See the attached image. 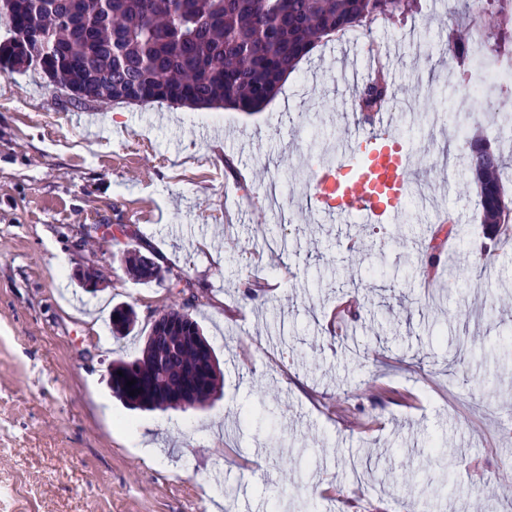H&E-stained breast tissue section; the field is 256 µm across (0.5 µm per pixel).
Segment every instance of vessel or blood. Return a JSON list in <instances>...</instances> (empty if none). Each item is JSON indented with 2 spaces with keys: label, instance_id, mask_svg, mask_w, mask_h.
I'll use <instances>...</instances> for the list:
<instances>
[{
  "label": "vessel or blood",
  "instance_id": "1",
  "mask_svg": "<svg viewBox=\"0 0 512 512\" xmlns=\"http://www.w3.org/2000/svg\"><path fill=\"white\" fill-rule=\"evenodd\" d=\"M397 115L392 109L370 113L361 144L342 142L337 159L311 176L310 201L329 221L356 216L372 224L397 217L392 205L414 187L408 153L393 144Z\"/></svg>",
  "mask_w": 512,
  "mask_h": 512
}]
</instances>
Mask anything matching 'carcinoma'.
I'll use <instances>...</instances> for the list:
<instances>
[{
  "instance_id": "1",
  "label": "carcinoma",
  "mask_w": 512,
  "mask_h": 512,
  "mask_svg": "<svg viewBox=\"0 0 512 512\" xmlns=\"http://www.w3.org/2000/svg\"><path fill=\"white\" fill-rule=\"evenodd\" d=\"M415 7V0H17L0 14L6 33L0 42V73H38L55 87L98 109L114 104H165L171 108L232 109L259 112L279 92L288 73L323 38L341 36L377 22H389ZM490 45L512 53V10L488 9ZM40 31L55 42L42 62L27 50L23 35ZM470 27L457 22L448 33L456 64H466ZM375 73L355 88L358 111L378 112L391 91L382 76L383 56L371 45ZM466 167L476 186L481 224L490 249L512 227V200L506 198L505 161L483 137L468 140ZM125 265L142 283L168 281L180 287L184 277L139 255L122 250ZM170 321L167 363L156 362L149 332L140 354L112 362V393L131 409L167 410L169 392L189 386L211 402L224 384L220 361L198 322L184 324L173 303L158 313ZM112 335L135 328L132 307L117 305L109 316ZM122 374H117V371ZM134 381L127 386L126 382ZM135 395H130V392Z\"/></svg>"
}]
</instances>
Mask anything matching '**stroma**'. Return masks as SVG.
Returning a JSON list of instances; mask_svg holds the SVG:
<instances>
[{"label": "stroma", "mask_w": 512, "mask_h": 512, "mask_svg": "<svg viewBox=\"0 0 512 512\" xmlns=\"http://www.w3.org/2000/svg\"><path fill=\"white\" fill-rule=\"evenodd\" d=\"M419 3L318 43L252 115L111 105L93 141L46 80L0 75V512H512V244L473 250L484 228L454 129L489 123L454 92L448 0ZM372 43L393 58L396 140L427 201L329 224L308 183L362 133L344 68L371 66ZM120 224L200 297L224 372L209 407L112 395L113 359L136 357L172 303L127 273ZM118 304L137 314L120 339ZM372 381L383 391L361 393ZM339 398L376 428L336 415ZM427 461L436 496L401 482ZM135 323L132 307L128 305H117L112 308V312L109 316V326L113 336H126L135 328Z\"/></svg>", "instance_id": "1"}]
</instances>
